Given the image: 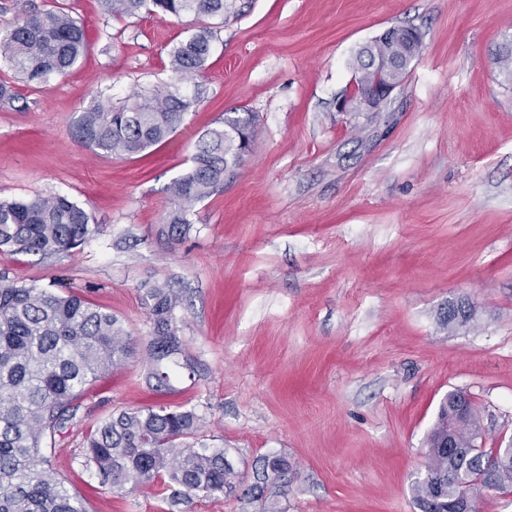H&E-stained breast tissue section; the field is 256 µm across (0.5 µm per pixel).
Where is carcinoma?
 I'll list each match as a JSON object with an SVG mask.
<instances>
[{"instance_id": "cac0c4a2", "label": "carcinoma", "mask_w": 512, "mask_h": 512, "mask_svg": "<svg viewBox=\"0 0 512 512\" xmlns=\"http://www.w3.org/2000/svg\"><path fill=\"white\" fill-rule=\"evenodd\" d=\"M118 17L142 10L162 16L228 17L236 0H104ZM212 40L208 27L169 51L179 79L198 74ZM86 52L82 26L63 8L32 14L0 31V58L14 78L26 84L64 76ZM368 50L355 55L358 77L374 80L367 70ZM197 99L177 85L116 107L97 98L82 113L75 135L96 154L133 155L155 146L183 124ZM256 137L253 115L227 116L224 127L198 140L193 165L168 186L177 203L164 232L180 239L189 231L192 205L210 198L224 185V171L241 164ZM99 227L87 212L59 194L0 200V250L49 258L81 246ZM152 332L147 342L149 377L164 387L165 361L180 353L174 311L184 302L169 283L147 290ZM133 352L130 337L112 312L76 293L20 285L0 274V512H87L83 499L50 467L55 436L73 420L77 401L97 379L122 367ZM462 392L448 393L428 435V463L414 485L422 512H444L458 506L469 488L512 490V451L487 452L475 445L477 414L463 423L456 418ZM203 417L195 409L121 411L99 423L84 440V463L101 484L115 491L150 486L172 488L171 503L209 497L232 488L234 472L222 449L199 442ZM450 435L453 447L440 443Z\"/></svg>"}]
</instances>
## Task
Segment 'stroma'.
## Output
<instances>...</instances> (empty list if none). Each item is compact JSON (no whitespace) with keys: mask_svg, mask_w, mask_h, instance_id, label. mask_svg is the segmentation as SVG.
I'll list each match as a JSON object with an SVG mask.
<instances>
[{"mask_svg":"<svg viewBox=\"0 0 512 512\" xmlns=\"http://www.w3.org/2000/svg\"><path fill=\"white\" fill-rule=\"evenodd\" d=\"M237 18L128 17L102 0H0V31L53 6L88 37L66 76L16 83L0 103V198L69 196L100 233L50 259L0 254V273L84 295L117 316L134 355L98 380L51 464L88 512H421L426 438L440 403L469 394L485 448L512 437V0H240ZM213 32L183 125L136 155L75 137L95 98L132 102L176 82L168 52ZM424 36L375 117L336 109L356 51L391 27ZM258 134L189 235L160 230L170 182L225 116ZM182 289L168 387L146 379V291ZM469 327L449 330L452 301ZM195 408L225 450L231 494L171 505L165 485L112 492L83 441L121 410ZM288 468L253 488L265 458Z\"/></svg>","mask_w":512,"mask_h":512,"instance_id":"35a3bbf8","label":"stroma"}]
</instances>
